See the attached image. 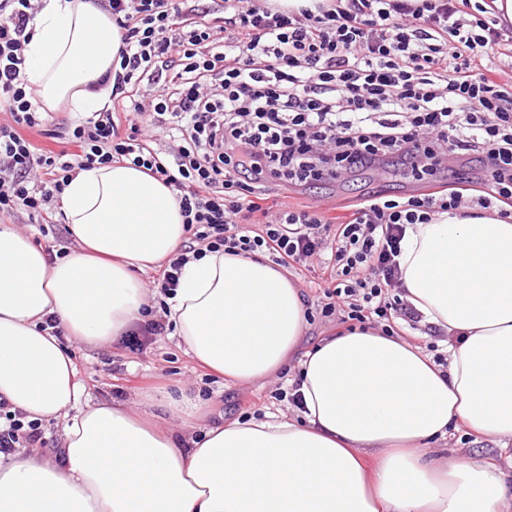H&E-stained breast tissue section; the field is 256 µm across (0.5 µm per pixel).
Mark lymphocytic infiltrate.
I'll list each match as a JSON object with an SVG mask.
<instances>
[{"label": "lymphocytic infiltrate", "mask_w": 512, "mask_h": 512, "mask_svg": "<svg viewBox=\"0 0 512 512\" xmlns=\"http://www.w3.org/2000/svg\"><path fill=\"white\" fill-rule=\"evenodd\" d=\"M121 32L110 103L71 122L25 79L38 0H0V219L52 224L82 170L130 162L173 187L190 236L153 278L173 296L190 258L219 250L273 263L319 255L324 316L418 322L400 285L406 228L469 206L460 190L366 200L331 225L317 207L276 212L258 185L336 181L396 168L416 180L477 154L481 208L512 216V84L490 78L512 48L493 0H325L288 12L255 0H94ZM58 150L37 147L32 134ZM39 422L0 399V454L42 443Z\"/></svg>", "instance_id": "f902f5d3"}]
</instances>
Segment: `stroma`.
Masks as SVG:
<instances>
[{"mask_svg":"<svg viewBox=\"0 0 512 512\" xmlns=\"http://www.w3.org/2000/svg\"><path fill=\"white\" fill-rule=\"evenodd\" d=\"M477 174L480 164L475 156L466 155L450 160L447 170L441 171L436 184L416 181L392 173L381 174L363 170L346 179L324 182L315 186L284 188L278 183H268L264 192L269 204L295 205L316 197L328 198L329 217L346 220L351 207L363 197L373 194L413 195L444 189L452 182L453 171ZM288 277L302 289L308 329L305 347H312L320 339L335 334L337 325L321 315V298L324 281L319 270L312 266L295 264L289 267ZM79 376L86 387L91 402L137 399L139 395L162 387L170 393L188 388L207 400L212 418L238 417L242 419L265 412L297 417L298 410L290 400L297 379V364L289 362L277 378L270 382L252 385H227L223 378L198 367L171 333L156 337L147 343L142 352H130L123 345L88 351L71 346Z\"/></svg>","mask_w":512,"mask_h":512,"instance_id":"1","label":"stroma"}]
</instances>
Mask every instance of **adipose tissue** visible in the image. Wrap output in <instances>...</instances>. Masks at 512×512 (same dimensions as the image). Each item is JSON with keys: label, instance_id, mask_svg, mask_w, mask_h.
Segmentation results:
<instances>
[{"label": "adipose tissue", "instance_id": "adipose-tissue-1", "mask_svg": "<svg viewBox=\"0 0 512 512\" xmlns=\"http://www.w3.org/2000/svg\"><path fill=\"white\" fill-rule=\"evenodd\" d=\"M119 50L91 0H42L25 76L45 110L96 112L106 94L90 87ZM61 207L75 246L60 258L0 225V397L62 425L52 456L0 461V512H512L493 461L430 453L454 425L512 445V220L458 210L407 228L402 297L447 335L443 365L373 327L298 352L305 307L281 267L221 250L190 260L168 300L185 353L230 384L292 357L300 370V419L213 422L184 391L89 402L69 350L112 346L141 321L143 272L188 236L174 190L115 163L79 171ZM49 316L65 339L43 331Z\"/></svg>", "mask_w": 512, "mask_h": 512}]
</instances>
